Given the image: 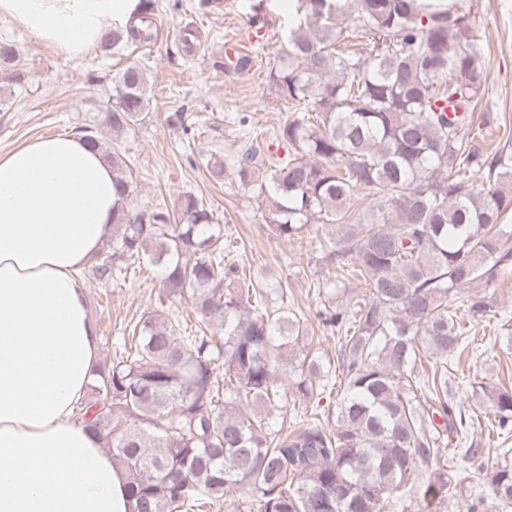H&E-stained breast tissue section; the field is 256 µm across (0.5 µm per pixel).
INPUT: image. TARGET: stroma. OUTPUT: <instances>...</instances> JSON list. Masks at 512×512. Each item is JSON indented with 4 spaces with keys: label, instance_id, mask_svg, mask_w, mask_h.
<instances>
[{
    "label": "stroma",
    "instance_id": "obj_1",
    "mask_svg": "<svg viewBox=\"0 0 512 512\" xmlns=\"http://www.w3.org/2000/svg\"><path fill=\"white\" fill-rule=\"evenodd\" d=\"M192 4L193 0H155V41L102 64L87 55L63 58L0 17V35L12 38L23 60L32 66L28 91L15 93L12 109L0 112V152L40 135H70L76 128L99 121L116 74L133 62L146 65L149 104L143 121L117 138L111 131L103 133L104 138H116L119 148L136 160L132 169L135 204L161 203L172 209L183 193H193L223 224L236 258L287 281L288 298L302 312L300 326L308 343L324 357H335V336L326 333L315 318L323 301L320 286L328 278L321 262L322 238L335 235V227L311 226L292 240L274 238L263 218V199L240 185L232 167H225L222 178L217 179L203 163L211 155L226 160L237 152L239 138L230 122L236 114H249L254 130L267 138L287 119L266 73L290 23L288 0H226L222 14L204 20L209 36L193 64L187 66L175 51L181 27L194 15ZM255 5L262 6L267 15L266 32H258L249 23ZM457 5L470 13L483 40L488 66L482 106L497 115L493 124L477 133L475 145L487 154L512 153V0H457ZM229 40L252 56L248 70L225 67L224 44ZM170 112H185L201 121L193 142H186L181 130L165 125L164 117ZM159 288V271L153 267L143 269L134 281L122 286L89 282L100 359L113 358L130 325L155 303ZM475 291L490 298L496 316L472 324L471 343L453 362L455 376L463 381L456 398L471 410L477 407L471 383H483L490 390L512 387V349L496 341L504 333L502 317L512 318V279L482 282ZM492 420V414H480L469 428L471 439L481 446L472 467L453 464L454 447L444 446L442 454L450 462L448 474L458 494L438 512H466L475 469L495 467L499 442Z\"/></svg>",
    "mask_w": 512,
    "mask_h": 512
}]
</instances>
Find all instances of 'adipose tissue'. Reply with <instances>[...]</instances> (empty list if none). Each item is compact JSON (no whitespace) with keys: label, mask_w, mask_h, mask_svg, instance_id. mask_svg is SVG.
Here are the masks:
<instances>
[{"label":"adipose tissue","mask_w":512,"mask_h":512,"mask_svg":"<svg viewBox=\"0 0 512 512\" xmlns=\"http://www.w3.org/2000/svg\"><path fill=\"white\" fill-rule=\"evenodd\" d=\"M137 0H0L55 53L96 47ZM112 164L73 135L0 153V512H127L77 411L99 358L83 275L112 235Z\"/></svg>","instance_id":"ef3b65f1"}]
</instances>
